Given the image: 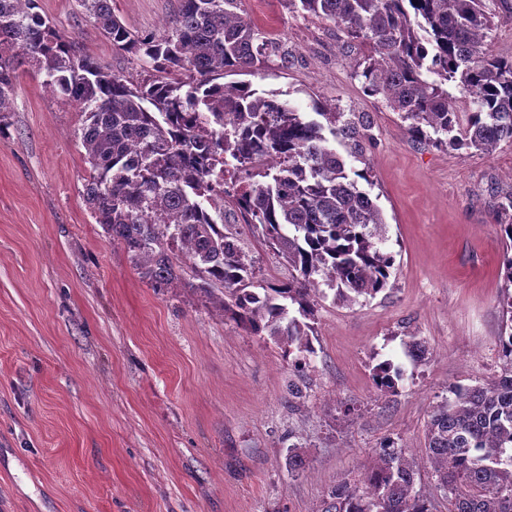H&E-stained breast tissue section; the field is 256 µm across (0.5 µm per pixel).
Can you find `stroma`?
<instances>
[{"instance_id": "35a3bbf8", "label": "stroma", "mask_w": 512, "mask_h": 512, "mask_svg": "<svg viewBox=\"0 0 512 512\" xmlns=\"http://www.w3.org/2000/svg\"><path fill=\"white\" fill-rule=\"evenodd\" d=\"M180 4L112 9L145 34ZM39 5L104 66L150 74L99 36L79 0ZM243 9L292 52L287 66L266 59L244 81L287 92L303 112L318 101L370 121L361 157L345 161L370 171L360 187L383 213L389 284L350 305L319 300L315 353L300 372L210 297L151 287L83 201L77 107L22 66L0 122V512H317L327 487L362 477L383 439L421 454L448 386L500 372L497 205L512 193V147L412 141L382 97L364 95L354 71L365 47L282 0ZM224 220L266 280L291 277L238 212ZM411 336L425 340V361L405 355ZM386 359L405 371L389 398L372 381ZM293 383L304 398H289ZM294 444L306 448L297 476Z\"/></svg>"}]
</instances>
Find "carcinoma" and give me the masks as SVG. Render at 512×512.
<instances>
[{"instance_id": "1", "label": "carcinoma", "mask_w": 512, "mask_h": 512, "mask_svg": "<svg viewBox=\"0 0 512 512\" xmlns=\"http://www.w3.org/2000/svg\"><path fill=\"white\" fill-rule=\"evenodd\" d=\"M290 11L330 21L368 48L356 76L384 97L412 140L453 150L512 146V58L493 57L486 0H283ZM243 0H181L151 34L133 33L112 0H80L112 47L148 63L133 81L77 50L39 11L38 0H0V119L10 111L17 69L34 65L43 85L81 112L90 164L83 198L96 223L124 246L154 288L183 282V263L205 294L257 336L277 343L299 369L315 354L317 299L346 303L384 290L395 255L383 246L382 213L348 173L329 137L362 155L368 124L354 112L313 103L330 128L288 106L274 90L219 82L252 71L285 44L239 13ZM436 75L429 80L425 74ZM455 82L472 107L457 111ZM239 211L297 275L266 285L255 261L224 234V201ZM498 274L505 328L501 372L474 386L448 387L425 433L426 460L393 439L356 482L329 488L317 512H512V193L498 205ZM403 369H372L383 395L397 396ZM433 484L416 489L422 465Z\"/></svg>"}]
</instances>
